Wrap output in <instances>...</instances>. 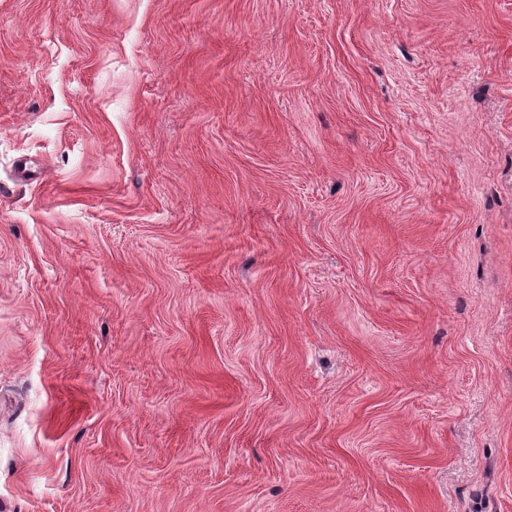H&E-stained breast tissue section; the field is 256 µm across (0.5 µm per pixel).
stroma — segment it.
<instances>
[{
    "instance_id": "obj_1",
    "label": "stroma",
    "mask_w": 512,
    "mask_h": 512,
    "mask_svg": "<svg viewBox=\"0 0 512 512\" xmlns=\"http://www.w3.org/2000/svg\"><path fill=\"white\" fill-rule=\"evenodd\" d=\"M0 512H512V0H0Z\"/></svg>"
}]
</instances>
